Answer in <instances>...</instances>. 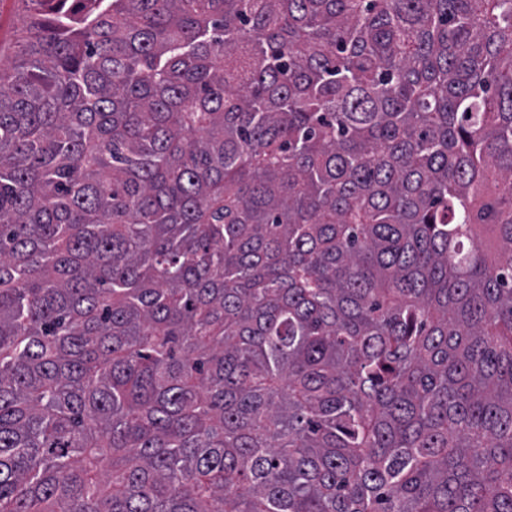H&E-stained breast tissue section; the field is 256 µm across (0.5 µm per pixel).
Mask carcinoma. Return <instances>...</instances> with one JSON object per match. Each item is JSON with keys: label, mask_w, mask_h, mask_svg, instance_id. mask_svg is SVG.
Returning <instances> with one entry per match:
<instances>
[{"label": "carcinoma", "mask_w": 512, "mask_h": 512, "mask_svg": "<svg viewBox=\"0 0 512 512\" xmlns=\"http://www.w3.org/2000/svg\"><path fill=\"white\" fill-rule=\"evenodd\" d=\"M0 512H512V0H22Z\"/></svg>", "instance_id": "1"}]
</instances>
